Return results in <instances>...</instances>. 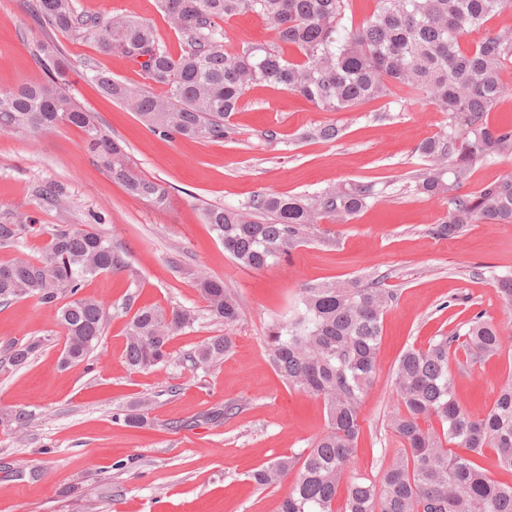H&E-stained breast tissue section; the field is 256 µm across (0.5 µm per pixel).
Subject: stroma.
<instances>
[{"label":"stroma","instance_id":"obj_1","mask_svg":"<svg viewBox=\"0 0 512 512\" xmlns=\"http://www.w3.org/2000/svg\"><path fill=\"white\" fill-rule=\"evenodd\" d=\"M75 9L137 17L154 26L172 54L183 47L157 0H75ZM224 29L231 46L275 41L270 26L251 13ZM41 39L23 0H0V91L42 79L34 54ZM59 41L70 95L126 148L137 172L167 187L170 200L157 208L128 195L76 128L38 137L0 131V221L24 212L42 226L17 245L0 247V263L22 253L41 257L49 230L66 224L93 225L124 260L84 285V295L107 311L88 361L61 365L64 332L36 298L0 306V351L14 341L42 342L27 365L0 370V412L31 415L22 438L0 432V512H277L292 478L262 489L252 472L306 448L326 426L321 403L288 388L264 343L269 325L287 318L304 284L371 276L397 293L383 317L379 373L361 407L362 472L388 462L395 445L386 427L388 374L406 348L427 347L478 312L512 334V308L494 289L496 278L512 275V224H473L453 238L434 237L429 229L445 216V200L406 188L409 176L429 165L419 144L447 123L434 105L382 99L325 112L300 95L258 84L230 118L233 137L166 141L103 96L88 71L93 64L141 85L138 64L91 42L66 35ZM329 122L340 129L336 141L306 138L307 130ZM351 182L374 184L369 207L333 225L331 243L311 242L271 267L240 268L201 222L203 206L240 207L261 190L288 197ZM51 185L61 186L63 196L40 204L39 192ZM197 270L223 280L243 310L229 331L232 354L210 371L191 358L206 338L226 331L207 313L193 279ZM156 305L193 309L196 322L172 336L165 363L130 370L126 324L137 309ZM506 367V360L491 359L454 370L469 412L492 406ZM143 398L152 401L147 425L125 426L121 414ZM227 405L236 414L223 415Z\"/></svg>","mask_w":512,"mask_h":512}]
</instances>
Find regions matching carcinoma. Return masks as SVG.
<instances>
[{"mask_svg":"<svg viewBox=\"0 0 512 512\" xmlns=\"http://www.w3.org/2000/svg\"><path fill=\"white\" fill-rule=\"evenodd\" d=\"M25 2L44 34L36 48L44 80L0 92V130L40 135L61 126L82 129L89 152L133 198L162 207L169 191L141 176L125 147L71 97L57 33L92 40L101 51L134 62L146 57L140 67L146 79L167 88L164 96L102 70L93 71L92 79L163 139L231 137L228 119L255 84L297 93L325 112L391 96L406 103L424 99L448 114V128L419 146L430 168L409 185L415 195L448 200L446 215L430 234L450 238L470 224H512V174L469 189L477 167L512 157V123L490 121L506 92L500 74L512 61V28L488 23L508 0H374L371 14L357 24L348 15L353 0H158L184 38L178 56L146 21L121 14L84 17L73 0ZM246 12L271 25L275 44L226 46L223 23ZM480 29L478 42L465 43ZM338 136L333 123L306 134L326 142ZM373 198L369 183L288 197L259 191L241 208L208 205L201 215L239 266L261 269L291 256L317 233L327 234L320 225L347 223ZM35 230L31 216L18 213L0 222V247ZM119 262L95 228L57 227L43 258L19 255L0 264V305L35 297L54 310L65 332L62 363L79 364L98 346L107 317L102 302L80 291ZM195 280L211 318L227 327L241 320V306L222 280L201 271ZM395 300L378 277L326 279L304 285L288 321L268 328L273 370L289 388L318 398L327 420L307 448L251 474L269 488L297 472L278 512H512V483L492 478L482 462L484 449L492 448L497 465L512 471V350L506 347L512 338L481 312L464 323V333L442 334L400 355L390 374L394 409L387 415L399 447L376 472L355 471L361 402L376 381L382 319ZM195 321L189 309H138L126 326L127 364L147 371L163 363L170 337ZM41 345L34 339L10 343L6 364L26 365ZM232 350L231 336H211L192 362L210 369ZM505 354L510 362L494 404L482 416L471 415L457 397L450 366L472 369ZM30 419L22 409L1 414L0 431L21 434Z\"/></svg>","mask_w":512,"mask_h":512,"instance_id":"cac0c4a2","label":"carcinoma"}]
</instances>
